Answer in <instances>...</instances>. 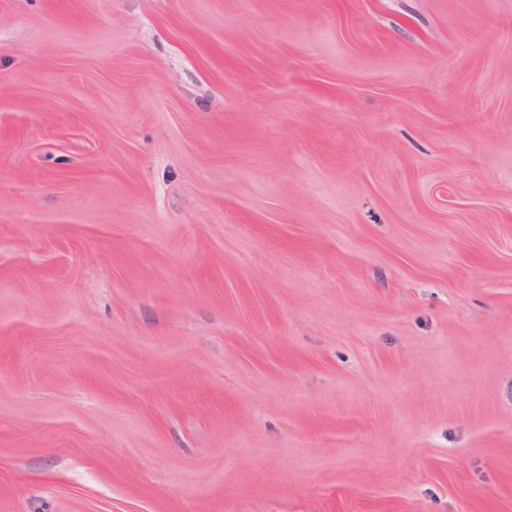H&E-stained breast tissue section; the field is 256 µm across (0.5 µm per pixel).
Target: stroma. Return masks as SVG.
I'll return each mask as SVG.
<instances>
[{
    "mask_svg": "<svg viewBox=\"0 0 512 512\" xmlns=\"http://www.w3.org/2000/svg\"><path fill=\"white\" fill-rule=\"evenodd\" d=\"M0 512H512V0H0Z\"/></svg>",
    "mask_w": 512,
    "mask_h": 512,
    "instance_id": "obj_1",
    "label": "stroma"
}]
</instances>
